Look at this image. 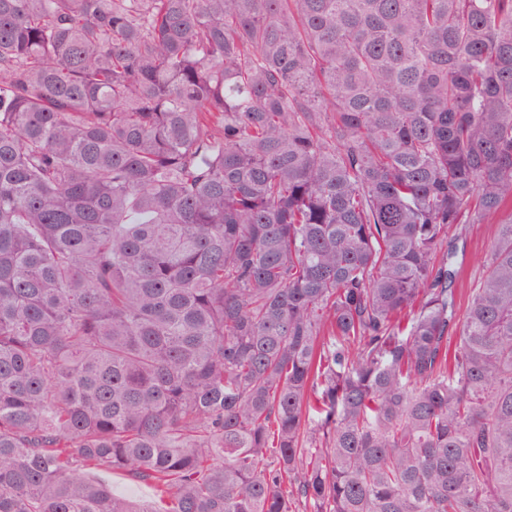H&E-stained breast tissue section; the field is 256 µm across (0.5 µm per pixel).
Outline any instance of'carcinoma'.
Listing matches in <instances>:
<instances>
[{
  "mask_svg": "<svg viewBox=\"0 0 512 512\" xmlns=\"http://www.w3.org/2000/svg\"><path fill=\"white\" fill-rule=\"evenodd\" d=\"M0 512H512V0H0ZM503 217L491 218L482 224H467L466 226V267L465 274L459 296V303L461 311L466 307L467 303V288L470 284L476 280L479 276L480 270L476 263L475 258L481 254H484L486 247L493 239L498 222ZM112 486V491L118 495L129 498L136 503L147 506L153 505V491L146 483H137L118 471H98L91 474Z\"/></svg>",
  "mask_w": 512,
  "mask_h": 512,
  "instance_id": "cac0c4a2",
  "label": "carcinoma"
}]
</instances>
